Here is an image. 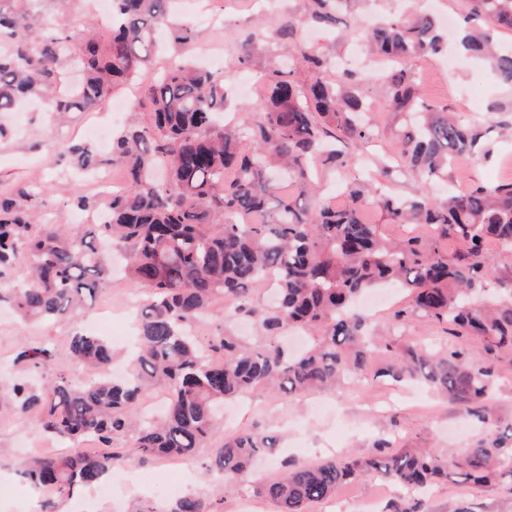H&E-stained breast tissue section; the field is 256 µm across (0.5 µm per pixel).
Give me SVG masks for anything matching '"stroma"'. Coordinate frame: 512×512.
<instances>
[{"label":"stroma","mask_w":512,"mask_h":512,"mask_svg":"<svg viewBox=\"0 0 512 512\" xmlns=\"http://www.w3.org/2000/svg\"><path fill=\"white\" fill-rule=\"evenodd\" d=\"M431 8L439 16L459 17L464 10L463 0H368L352 15L343 16L344 25H361L366 17L401 15L411 17ZM307 0H177L175 11L180 21L187 23L193 34L186 46L188 56L199 57L204 46L221 48L224 57L217 68L223 71L231 93L228 109L236 121L250 118L246 105L259 101V94L240 96L237 87L241 81L260 82L269 66V55L262 42L254 41L247 64H240L241 48L246 39H252L258 29H273L288 19L304 17ZM46 33L58 36L70 34L81 27L95 31L100 41H107L108 32L100 17L92 12L84 0H74L67 10H56L45 5L40 21ZM313 51L330 58H343L348 69L364 78L363 94L374 104H381L389 71L383 66L363 67L353 59L354 41L343 36L324 34L309 40ZM421 72L420 88L428 102L447 107L452 112H465L467 118L483 134L479 149L461 158L448 170L444 181L448 189H455L462 181L486 182L512 179V134L502 126L512 124V87L498 82L488 64L458 57L454 69L440 71L433 58L415 61ZM377 127L374 139L366 151L364 175L374 177L398 194L411 197L417 194L420 182L417 176L400 160L398 143L406 129L403 115L378 112L374 115ZM92 120L110 122V113L97 108L73 113L70 121L55 124L46 108L34 103L22 105L17 112H0V123L14 128L15 136L0 141V190H9L18 180L38 179L40 184H51L49 200L44 208L33 212L31 220L45 224L60 214H67L70 223H81L80 214L69 211L70 194L90 193L85 177L62 178V171L71 169L69 156H58L60 142H82V131ZM143 292L122 272H115L111 283L100 290L97 303L111 302L115 317L113 334L131 328V319L122 317L127 299H141ZM408 301L405 292H392L389 300L373 312V320L380 330L396 331L403 339H418L442 348L459 345L475 353L481 352L480 340L470 337L459 341L451 336L446 325L420 318L402 326H394L393 313ZM68 326L56 323H22L8 307L0 308V371L10 368L20 338L47 341L55 344L58 364H67L66 338ZM313 396L286 399L272 393L245 396L225 403L224 432L231 435L242 431H267L280 440L279 455L302 465L314 464L332 457L348 454H374L378 437L394 432L401 446L407 448H439L463 453L484 436L486 429L480 423L464 417L462 409L452 402L436 397L419 386L401 385L399 393H391L387 379L378 378L367 383L348 385L344 393L335 395L330 410L317 411L312 407ZM13 417L0 418V512H33L34 503L28 488L14 473L15 462L23 457L25 442L15 435ZM206 452H199L184 461L188 474L186 492L212 500H223L224 512H274V505L251 490L225 493L215 480L206 479L203 465ZM168 459L146 463L131 461L129 469L134 477L130 486L117 488L112 498H98L92 492L70 502L67 512H133L140 503L157 507L168 501L164 483L165 471L171 467ZM376 496L375 512H386L389 502L405 498L402 487L376 476H368L342 487L336 495L312 505L311 512H360L361 502ZM422 512H448L453 504H467L471 512H512V479L501 478L484 487L455 481L442 482L421 495Z\"/></svg>","instance_id":"obj_1"}]
</instances>
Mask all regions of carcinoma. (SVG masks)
I'll list each match as a JSON object with an SVG mask.
<instances>
[{"label":"carcinoma","mask_w":512,"mask_h":512,"mask_svg":"<svg viewBox=\"0 0 512 512\" xmlns=\"http://www.w3.org/2000/svg\"><path fill=\"white\" fill-rule=\"evenodd\" d=\"M44 0H0V112H11L29 96L44 100L63 122L72 112L98 106L121 82L133 79L163 48L156 32L173 45L190 40L173 24L171 0H112V38L101 48L95 34L64 38L39 33ZM307 22L329 29L339 23L336 0H309ZM468 27L459 48L484 57L499 82L512 87V49L494 43L493 32H512V0H464ZM359 37L369 53L393 64L384 90L386 111L415 117L402 134L400 158L420 180L413 198L381 186L341 185L345 205L319 193L318 167L348 168L372 140L374 121L360 79L350 71L328 77L331 61L309 50L297 23L266 35L270 57L288 42L295 71L271 67L264 94L244 124L224 123V74L172 59L161 73L139 85L151 107L147 125H129L108 155L88 146L62 144L86 175L110 165L126 171L123 193L108 199L74 196L75 209L91 223L41 224L32 210L49 195L45 185L0 194V304L13 306L22 321L76 324L87 300L112 281L106 241L122 250L128 274L146 291L138 306V347L129 372L112 379V345L79 330L68 338L70 358L95 368L100 378L81 381L57 367L48 342L21 341L15 364L24 376L0 387V414L32 417L43 434L62 441L58 453H31L17 468L22 482L39 493L35 512H61L82 489L104 482L131 458L192 459L210 449L206 476L224 490L240 488L259 457L279 447L277 436L259 431L224 436L216 419L224 400L270 391L289 397L339 391L347 382L378 375L421 383L486 421L484 404L493 390L486 360L512 353V280L498 276L488 246L512 252V181L477 182L438 198L433 187L455 157L473 151L482 133L443 107L428 103L412 62L447 50L436 17H395ZM80 61L84 79L62 87L63 47ZM248 141L251 150L241 145ZM348 144L350 152L336 150ZM377 208L389 224L429 229L389 239L365 216ZM455 246L448 252V245ZM271 275L276 301L252 302L253 287ZM396 283L408 291V307L394 319L420 317L475 336L483 351H437L415 341L377 338L353 308L367 289ZM232 299L224 319L255 316L264 342L247 343L221 332L202 345L190 327L215 300ZM312 334V344L289 354L277 338L288 328ZM167 395L164 414L143 419L134 406L150 387ZM94 438L102 454L82 451ZM371 456L329 458L314 465L281 463V473L252 486L277 512H308L344 483L378 474L411 493L389 504V512H419L415 495L448 479L486 486L512 478V423L491 424L485 438L464 455L448 459L430 449L396 448L380 438ZM165 512H224V499L185 495Z\"/></svg>","instance_id":"carcinoma-1"}]
</instances>
